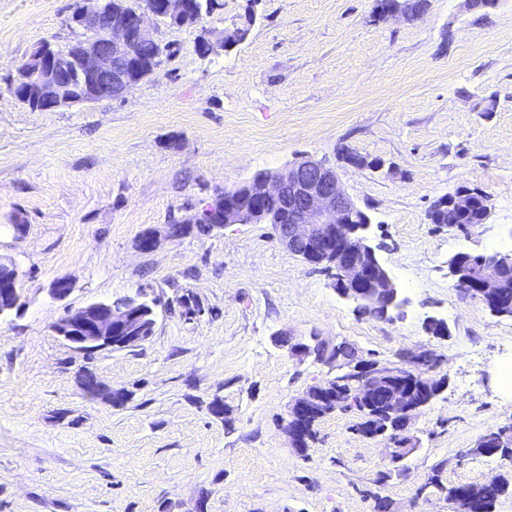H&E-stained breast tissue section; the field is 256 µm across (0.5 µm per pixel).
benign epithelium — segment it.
I'll return each instance as SVG.
<instances>
[{"instance_id": "1", "label": "benign epithelium", "mask_w": 512, "mask_h": 512, "mask_svg": "<svg viewBox=\"0 0 512 512\" xmlns=\"http://www.w3.org/2000/svg\"><path fill=\"white\" fill-rule=\"evenodd\" d=\"M187 0H162L160 8L145 5L135 10L126 7V0H84L70 16V23L91 36L78 40L65 50H58L45 41L38 45L19 66L9 91L20 81L27 83L26 93L17 101L32 112L54 111L76 104L122 98L135 84L158 69L167 46L155 36L153 22L162 21L182 28L202 23V17L189 18ZM249 33L246 26L222 31L201 28L196 49L202 55L230 48L243 42ZM155 46L151 58L138 56L139 45ZM76 69L82 83H73L68 74ZM353 167L380 171L381 160L363 159L353 154L342 157ZM480 189L459 187L436 199L443 207L466 210ZM276 202L282 216L261 211L260 206ZM273 225L279 242L292 254L308 264L330 271L334 287L340 295L357 303L388 312L402 304L399 289L376 257L367 235L370 217L347 195L336 169L322 161L304 159L273 175L255 176L245 187L224 190L222 230L230 224ZM512 266L511 252H483L470 257L460 253L448 259V277L465 297L477 300L498 317L512 318V299L503 291L500 272ZM19 273L13 265L0 262V314L17 305ZM135 304L130 302H96L72 311L55 325V332L70 346L84 354L120 346L142 344L148 340L144 328L134 322ZM405 366L392 368L377 363L352 360L348 366L338 361L331 366L342 372L350 369L357 375L359 388H367L377 380L392 382L386 416L388 421L410 424L423 405L402 387L400 378L423 380L432 371L431 355L426 352L403 356ZM92 398L111 404L126 396V390L101 383L85 390ZM331 403L336 409L346 404L339 380L331 379L306 390L288 407L283 429L297 442L301 421L320 412ZM452 512H483L481 504L461 491L446 495Z\"/></svg>"}]
</instances>
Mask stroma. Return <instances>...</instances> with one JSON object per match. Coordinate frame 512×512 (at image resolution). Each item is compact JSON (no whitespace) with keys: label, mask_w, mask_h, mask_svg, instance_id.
Masks as SVG:
<instances>
[{"label":"stroma","mask_w":512,"mask_h":512,"mask_svg":"<svg viewBox=\"0 0 512 512\" xmlns=\"http://www.w3.org/2000/svg\"><path fill=\"white\" fill-rule=\"evenodd\" d=\"M73 2L0 0V258L22 273L17 308L0 315V512H374L379 496L395 512H448L418 491L438 461L451 486L511 477V464L467 451L512 426L500 381L512 319L454 288L448 260L512 250V0H428L384 21L375 0H221L202 27L158 24L164 63L123 98L30 111L8 85L38 43L85 38ZM245 23L239 45L196 52L201 28ZM491 95L495 110L481 111ZM346 150L384 167L347 165ZM305 156L336 167L369 214L405 300L392 318L360 315L271 225L168 238L224 190ZM460 186L489 194L487 223H429L432 201ZM148 232L158 244L144 253ZM60 278L74 285L63 300L50 292ZM139 291L159 301L143 346L83 354L54 330L68 311ZM187 292L202 307L190 320L176 302ZM430 316L450 339L426 333ZM284 333L388 366L438 355L447 385L410 422L420 450L404 475L378 483L388 442L358 432L351 412L292 448L290 402L337 370L292 358L275 343ZM86 372L129 399L89 397ZM216 397L228 419L211 414Z\"/></svg>","instance_id":"35a3bbf8"}]
</instances>
